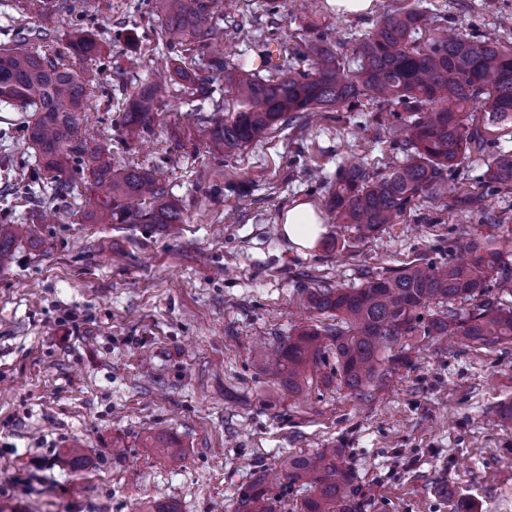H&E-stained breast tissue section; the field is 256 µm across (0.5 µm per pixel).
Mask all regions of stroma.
<instances>
[{"label": "stroma", "mask_w": 512, "mask_h": 512, "mask_svg": "<svg viewBox=\"0 0 512 512\" xmlns=\"http://www.w3.org/2000/svg\"><path fill=\"white\" fill-rule=\"evenodd\" d=\"M415 8L451 34L512 43V0H374L359 18L327 0H231L217 31L243 32L228 62L256 60L268 35L293 47L329 44L348 63L384 15ZM50 26L61 48L75 27L99 35L92 136L117 162L152 169L185 222L173 233L110 224L90 193L61 200L41 190L19 113L0 112L11 132L0 139V224L27 221L30 189L42 207L71 214L45 225L40 245L18 244L0 270V512H143L151 502L236 512L260 471L276 512H301L311 491L288 484L284 462L324 448L341 449L362 512H456L463 500L472 512H512V422L500 416L512 402V342L405 341L407 363L365 400L319 379L297 400L260 369L298 328L330 323L308 301L314 280L356 286L366 270L420 258L444 266L464 237L512 240V191L483 180L497 154L512 152V136L487 131L484 150L449 173L448 195L416 200L399 223L364 239L329 211L328 185L352 156L379 177L401 164L402 106L365 100L288 118L227 155L206 136L216 115L238 109L223 80L212 105L174 84L138 142L117 102L171 55L152 0H84L82 15ZM132 31L136 70L127 65ZM470 193L484 210L464 206ZM297 199L327 225L310 249L280 233ZM157 432L181 446L178 458L148 449ZM73 446L83 466L67 456Z\"/></svg>", "instance_id": "1"}]
</instances>
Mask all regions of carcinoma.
I'll return each mask as SVG.
<instances>
[{
  "mask_svg": "<svg viewBox=\"0 0 512 512\" xmlns=\"http://www.w3.org/2000/svg\"><path fill=\"white\" fill-rule=\"evenodd\" d=\"M162 14V34L171 49L195 52L190 66L175 64L169 78L146 80L122 103L127 133L138 138L150 131L158 111L176 82L197 100L214 98V75L224 74L239 102L233 116L216 119L208 128V142L233 153L264 137L292 112H328L376 99L400 105L410 113L403 128L406 158L390 175L378 178L361 163L342 165L328 192L327 205L342 223L361 237H374L395 224L414 200L448 190V170L466 153L483 150L485 134L468 126L459 111L476 100L485 103V124H512V45L487 39L448 36L443 29L420 43L415 34L428 20L421 11L389 14L358 46L357 66L347 67L321 42L306 51L277 49L279 63L269 51L260 67L246 62L226 64L224 58L206 52L215 33L213 20L218 0H154ZM37 12L71 14L76 0H36ZM0 33V111L30 112L22 125L23 139L35 150L36 177H44L57 197L74 198L79 187L94 194L114 224H164L184 222L182 210L168 200L166 187L142 167L112 162L111 148L88 137L89 98L96 82L88 69L75 70L64 62L48 28L32 26L10 15ZM70 54L95 61L101 57L96 34L73 30ZM311 62L309 70L296 71L295 59ZM87 172L86 183L67 179L74 164ZM488 181L512 184V154L492 159ZM139 199L137 210L128 200ZM39 225H0V270L13 261L14 245L34 241ZM506 244L494 238H471L460 246L458 261L437 267L430 262L410 264L377 273L367 271L358 287H339L322 281L310 293V303L328 312L336 322L308 326L280 343L263 363L266 375L280 380L288 393L299 395L320 372L326 353L336 355V370L325 375L326 384L338 385L363 399L385 384L392 367L401 360L387 355L401 338L415 330L418 310L437 302L443 310L423 326V336H452L461 343L493 346L512 340V309L485 298L467 314L459 313L456 300L475 298L485 282L497 276L509 283L512 271L504 261ZM285 480L309 485L313 496L303 512H359L353 476L341 462L336 448L313 454L290 455ZM245 512H274L263 478L258 477L243 498Z\"/></svg>",
  "mask_w": 512,
  "mask_h": 512,
  "instance_id": "carcinoma-1",
  "label": "carcinoma"
}]
</instances>
